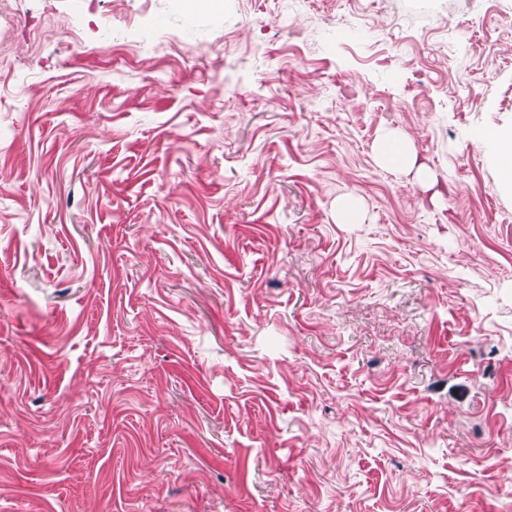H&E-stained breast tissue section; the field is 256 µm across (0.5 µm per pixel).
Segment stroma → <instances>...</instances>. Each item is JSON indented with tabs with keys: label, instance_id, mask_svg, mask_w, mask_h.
<instances>
[{
	"label": "stroma",
	"instance_id": "35a3bbf8",
	"mask_svg": "<svg viewBox=\"0 0 512 512\" xmlns=\"http://www.w3.org/2000/svg\"><path fill=\"white\" fill-rule=\"evenodd\" d=\"M498 15L0 0V512H512ZM379 152L382 161L387 165L413 168L416 164V158L406 144L394 137L384 138L380 143Z\"/></svg>",
	"mask_w": 512,
	"mask_h": 512
}]
</instances>
